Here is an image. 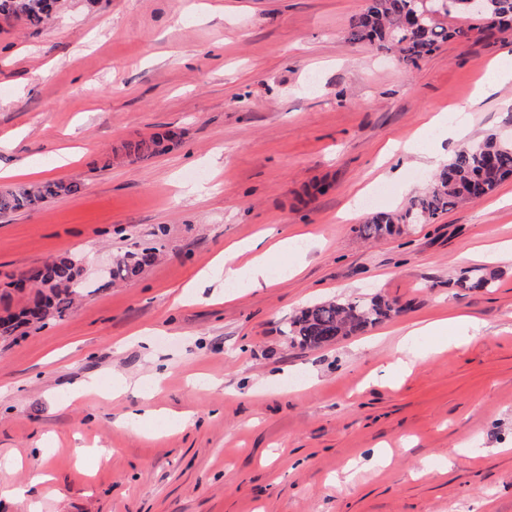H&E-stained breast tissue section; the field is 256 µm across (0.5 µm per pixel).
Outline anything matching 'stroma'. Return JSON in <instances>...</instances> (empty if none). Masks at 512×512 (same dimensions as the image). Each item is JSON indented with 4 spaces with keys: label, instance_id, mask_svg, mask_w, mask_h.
Returning <instances> with one entry per match:
<instances>
[{
    "label": "stroma",
    "instance_id": "1",
    "mask_svg": "<svg viewBox=\"0 0 512 512\" xmlns=\"http://www.w3.org/2000/svg\"><path fill=\"white\" fill-rule=\"evenodd\" d=\"M365 0H65L35 29L0 21V164L33 163L77 193L0 216V315L30 268L78 259L88 292L0 339V512H512V178L435 223L374 242L356 229L422 194L430 155L512 138V83L478 97L512 34L451 39L417 66L352 44ZM473 102L458 139L403 144ZM172 133L165 152L116 157ZM63 148L77 160L57 167ZM306 235L272 286L183 288L229 246ZM140 273L111 280L128 254ZM493 271L488 289L455 282ZM379 294L386 327L453 331L294 345L321 301ZM436 348L425 364L392 367ZM168 375L136 390L156 365ZM120 376L112 398L68 394ZM462 451L451 454L450 449ZM27 488L13 495V486Z\"/></svg>",
    "mask_w": 512,
    "mask_h": 512
}]
</instances>
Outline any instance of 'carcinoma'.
I'll list each match as a JSON object with an SVG mask.
<instances>
[{
  "label": "carcinoma",
  "instance_id": "cac0c4a2",
  "mask_svg": "<svg viewBox=\"0 0 512 512\" xmlns=\"http://www.w3.org/2000/svg\"><path fill=\"white\" fill-rule=\"evenodd\" d=\"M59 0H0V18L21 19L31 27L45 24L56 13ZM458 12L466 11L463 0H367L366 7L352 17L347 39L365 43L380 50L393 51L406 67L417 62L452 39H470L481 27L448 30L435 18L438 5ZM478 19L500 31L512 29V0H483ZM480 148L467 146L458 151L434 175L430 187L413 197L405 207L379 212L358 226L363 239H380L401 233L402 226L430 224L440 215L461 204L477 202L492 193L507 177L512 176V143L490 134L479 141ZM165 150L164 137L152 136L127 142L115 154L144 158ZM79 190L75 182L46 181L0 190V214L7 215L32 209L57 197ZM41 276L28 303L17 312L0 317V336H10L17 328L43 323L63 316L79 293L80 270L70 258L54 259L37 268ZM398 312L395 304L376 294L368 300L325 301L303 309L289 323L286 335L290 342L317 348L341 337L364 333L373 325Z\"/></svg>",
  "mask_w": 512,
  "mask_h": 512
}]
</instances>
